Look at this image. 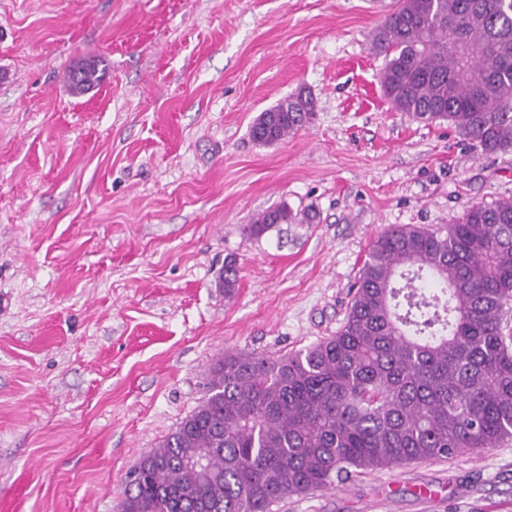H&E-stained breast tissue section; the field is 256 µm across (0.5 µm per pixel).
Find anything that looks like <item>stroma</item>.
I'll list each match as a JSON object with an SVG mask.
<instances>
[{
  "label": "stroma",
  "instance_id": "35a3bbf8",
  "mask_svg": "<svg viewBox=\"0 0 512 512\" xmlns=\"http://www.w3.org/2000/svg\"><path fill=\"white\" fill-rule=\"evenodd\" d=\"M397 4L0 0V512H121L224 352L335 335L384 229L512 199V151L384 98L372 34ZM301 89L310 123L255 143ZM282 203L296 223L247 231ZM274 512H512V440ZM99 66L98 60L91 59L69 72L68 81L75 94H84L101 83L104 72Z\"/></svg>",
  "mask_w": 512,
  "mask_h": 512
}]
</instances>
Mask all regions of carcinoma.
Instances as JSON below:
<instances>
[{"label":"carcinoma","mask_w":512,"mask_h":512,"mask_svg":"<svg viewBox=\"0 0 512 512\" xmlns=\"http://www.w3.org/2000/svg\"><path fill=\"white\" fill-rule=\"evenodd\" d=\"M385 98L448 123L485 153L512 150V0H399L372 36ZM91 59L72 91L98 86ZM314 112L297 93L261 113L273 144ZM282 204L253 219L292 224ZM237 286L234 261L221 287ZM512 439V200L475 204L439 230L396 225L372 242L343 324L270 358L226 352L206 394L133 467L122 512H273L352 473L450 460ZM206 454L205 466L192 459Z\"/></svg>","instance_id":"1"}]
</instances>
